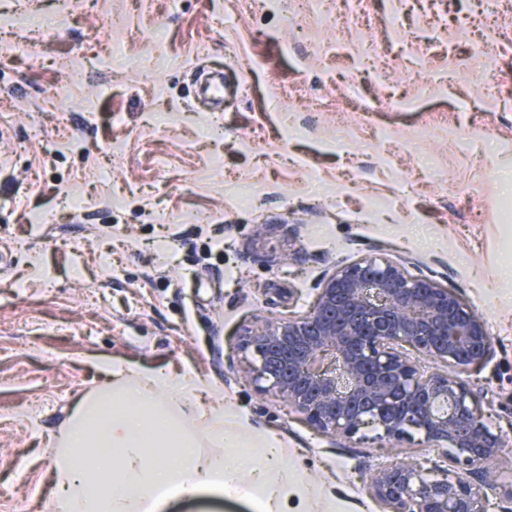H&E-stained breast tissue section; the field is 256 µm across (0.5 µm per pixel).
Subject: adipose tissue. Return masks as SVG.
<instances>
[{"label": "adipose tissue", "mask_w": 512, "mask_h": 512, "mask_svg": "<svg viewBox=\"0 0 512 512\" xmlns=\"http://www.w3.org/2000/svg\"><path fill=\"white\" fill-rule=\"evenodd\" d=\"M108 379L100 391L75 404L51 479L52 512H165L173 494L201 488L233 491L248 461H228L224 445V406L195 402L201 380L191 372H130L119 363L103 365ZM216 447L200 454L199 439ZM264 465L255 469L259 512H285L289 493L317 512L318 489L296 473L281 482L265 470L278 466L273 442L255 449Z\"/></svg>", "instance_id": "adipose-tissue-1"}]
</instances>
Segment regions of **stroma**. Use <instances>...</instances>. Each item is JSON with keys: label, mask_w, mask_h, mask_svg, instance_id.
<instances>
[{"label": "stroma", "mask_w": 512, "mask_h": 512, "mask_svg": "<svg viewBox=\"0 0 512 512\" xmlns=\"http://www.w3.org/2000/svg\"><path fill=\"white\" fill-rule=\"evenodd\" d=\"M214 69L224 98L204 105L195 81ZM509 179L512 0H0V512L50 503L55 445L103 363L194 372L221 391L234 453L276 436L324 512H388L372 475L407 456L433 469L441 448L324 434L247 382L237 348L366 256L484 317L493 350L467 380L503 439L484 464L485 512H501ZM257 510L208 489L166 506Z\"/></svg>", "instance_id": "obj_1"}]
</instances>
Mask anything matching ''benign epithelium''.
Here are the masks:
<instances>
[{
  "label": "benign epithelium",
  "mask_w": 512,
  "mask_h": 512,
  "mask_svg": "<svg viewBox=\"0 0 512 512\" xmlns=\"http://www.w3.org/2000/svg\"><path fill=\"white\" fill-rule=\"evenodd\" d=\"M238 348L254 354L252 379L267 382L261 390L323 433L351 440L371 424L400 441L413 429L451 449V474L425 473L406 457L374 474L372 493L391 512H484L483 489L496 478L479 465L502 439L483 425L462 375L488 360L492 337L448 289L362 258L325 280L308 315L256 325ZM412 351L446 370L422 376Z\"/></svg>",
  "instance_id": "1"
}]
</instances>
